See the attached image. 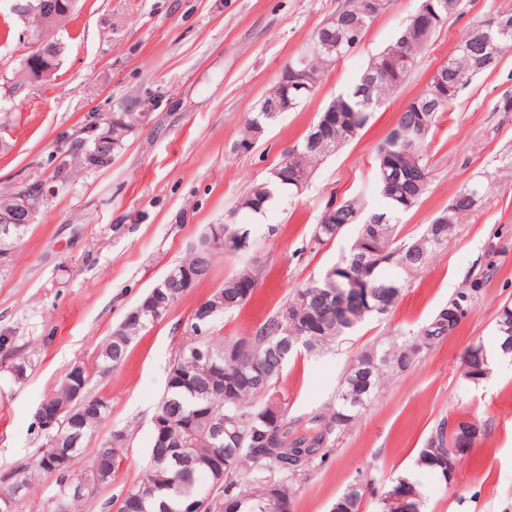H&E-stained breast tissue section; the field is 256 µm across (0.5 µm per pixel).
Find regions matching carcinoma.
Segmentation results:
<instances>
[{
    "label": "carcinoma",
    "mask_w": 512,
    "mask_h": 512,
    "mask_svg": "<svg viewBox=\"0 0 512 512\" xmlns=\"http://www.w3.org/2000/svg\"><path fill=\"white\" fill-rule=\"evenodd\" d=\"M371 0H342L336 9V24L328 29L343 33L354 22L362 19L372 24L375 16L365 15ZM468 0H433L435 12L441 17H460L467 9ZM441 26L435 22L428 29H418L406 21L394 42L382 50L387 57L397 54L407 56L410 63L396 71L378 75L370 93H360L362 82L339 94L336 103V124L319 129L322 137L330 140L340 129L353 130L356 138L368 124L372 114L389 95L400 89L413 75L419 56L427 49L435 31ZM496 42L488 39L486 30L479 24L465 31L455 52L443 64L448 72V90L439 108L430 112L423 106V99L414 97L400 112L396 124L380 143L374 156V191L379 205L368 210L365 195L358 193L339 202H329L324 211L331 212V223L322 225V236H313L318 244L342 235L350 224L359 225L357 238L338 265L356 269L369 282L374 297L372 304L388 313L397 301L393 287L402 281L382 274L384 267L392 265L409 274L424 267L432 255L448 242L452 225L474 209L471 188L479 189V196L488 192V186L475 181L460 186L448 202L449 212L443 224L431 222L422 234L412 240L399 237L398 215L416 206L426 191L407 181L397 186L391 194L384 188V176L393 169L412 171L419 167L431 174L426 152L427 139L439 115L448 111L459 93L472 80L493 68L476 66L477 61L491 55ZM289 67L281 71L272 90L262 100L258 112L250 119L240 142L252 139L254 129H264L273 123L279 113L272 112L267 104L284 97L298 107L309 94L298 95L287 86ZM120 145L101 144L94 136L92 146L83 153V162L96 167H107ZM324 155L307 147L306 140L294 145L276 167L279 176L271 177L250 188L240 199L239 209L253 214H263L276 200L299 194L297 183L309 182L313 165ZM222 240L223 250L238 253L250 247V229L229 224H214L202 237L199 245L185 262L172 267L169 273L176 277L163 289L164 301L173 306L185 293L183 283L196 284L205 279L211 268V243ZM259 277L253 266L240 268L224 280L208 299L216 313L237 310L252 296ZM325 276L321 275L296 289L287 301L295 308L292 322L284 318L286 306L272 313L250 336L229 342L209 334L211 323L197 329L199 320L191 317L183 346L169 365L165 391L154 415L168 418L172 425L165 440H153L149 462L141 482L133 488L138 495L137 507L132 512H181L187 497L199 486L196 479L208 474L205 460L219 450L232 457V466L220 479L214 494L206 498L204 512H290L291 496L295 486L307 478L313 469L323 463L351 424L380 391L388 375L403 373L411 368L420 353L448 335V327H457L459 320L447 325L448 314H464L471 293L462 292L441 308L424 327L386 348H370L360 354L344 373L334 400L301 415H288L286 402L277 388V382L288 361L301 351L316 354L339 337L353 332L366 319L373 316L363 303L351 299L341 305L328 298L324 288ZM150 296H145L135 307L138 316L125 317L123 332L128 337L139 335L155 323L148 306ZM495 343L491 346L478 341L465 353L463 376L478 383L489 375L493 360L512 356V302L501 306L495 325ZM245 344L242 362L232 364L225 359V351ZM129 345L110 336L99 350L98 359L105 368L122 364ZM197 348L212 351L210 361H196L193 351ZM261 362L266 380L257 381L246 366L248 362ZM51 399L59 404L62 412L56 429L50 436H43L42 447L54 440L70 438L69 419L78 412L71 403L66 383H61ZM224 421V431L214 430L212 420ZM128 435L124 430L112 433V465L123 460V450ZM460 447L459 439L446 437L445 425L418 452L415 464L436 475H443L442 458L449 448ZM396 487L403 495L406 506L400 512H419V494L407 478L398 480ZM364 496L363 485H350L331 507V512H358Z\"/></svg>",
    "instance_id": "1"
}]
</instances>
